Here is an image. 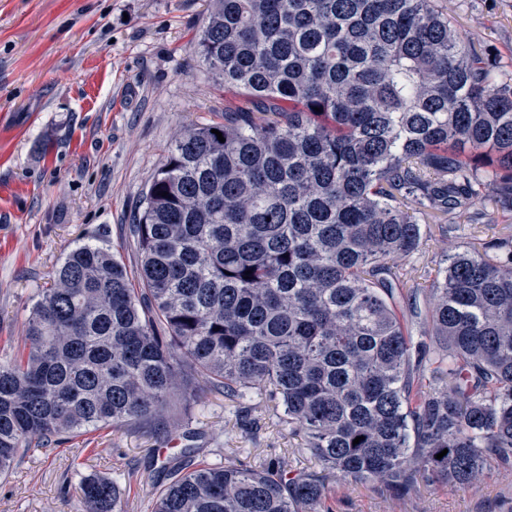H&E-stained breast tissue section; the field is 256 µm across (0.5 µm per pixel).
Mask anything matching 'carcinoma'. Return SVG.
Returning a JSON list of instances; mask_svg holds the SVG:
<instances>
[{
    "mask_svg": "<svg viewBox=\"0 0 512 512\" xmlns=\"http://www.w3.org/2000/svg\"><path fill=\"white\" fill-rule=\"evenodd\" d=\"M196 48L243 103L169 147L129 225L136 270L85 243L42 290L0 362V476L63 434L154 426L201 384L277 402L316 464L359 484L468 485L512 459V239L449 257L416 343L394 304L416 268L391 265L419 248L415 215L451 231L488 191L512 199V77L440 0H209ZM160 474L152 512L328 497L279 459L186 448ZM81 494L121 512L109 479Z\"/></svg>",
    "mask_w": 512,
    "mask_h": 512,
    "instance_id": "1",
    "label": "carcinoma"
}]
</instances>
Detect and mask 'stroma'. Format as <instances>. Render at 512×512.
<instances>
[{
  "mask_svg": "<svg viewBox=\"0 0 512 512\" xmlns=\"http://www.w3.org/2000/svg\"><path fill=\"white\" fill-rule=\"evenodd\" d=\"M447 6L511 75L512 0ZM207 8L206 0H0V358L23 348L33 303L77 245L103 237L136 268L128 226L147 182L175 136L222 120L230 97L195 53ZM420 224L418 250L398 263L433 271L475 238L512 235V208L486 202L484 224L452 233L441 218ZM248 407L244 430L238 402L208 393L186 425L177 398L167 430L91 431L28 452L0 478V512H81L88 474L117 485L123 512H151L163 457L189 446L207 463L281 457L321 474L329 512H512V463L491 462L470 487L355 484L321 471L269 399L253 396Z\"/></svg>",
  "mask_w": 512,
  "mask_h": 512,
  "instance_id": "stroma-1",
  "label": "stroma"
}]
</instances>
